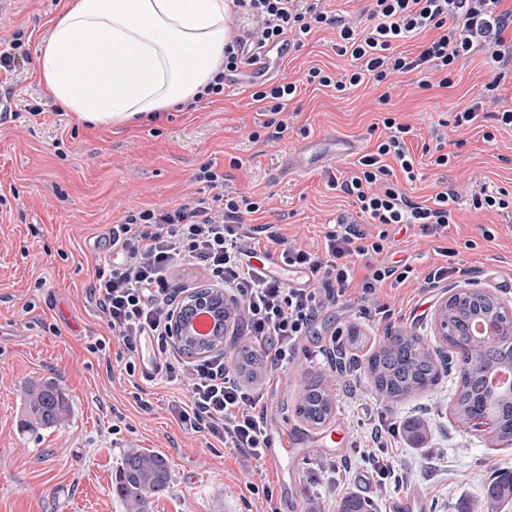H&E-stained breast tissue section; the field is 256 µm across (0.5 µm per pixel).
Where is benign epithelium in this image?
<instances>
[{
    "mask_svg": "<svg viewBox=\"0 0 512 512\" xmlns=\"http://www.w3.org/2000/svg\"><path fill=\"white\" fill-rule=\"evenodd\" d=\"M471 287L453 289L437 304L433 322L435 335L442 344H448V305L467 306L474 302ZM504 310L479 307L475 316L481 322V340H470L454 346L459 364L467 368H476L479 357L489 344L508 340L512 343V305L503 302ZM205 310L213 319L212 334L206 337L196 335L193 320L196 314ZM240 302L222 288L203 286L188 293L174 310L172 335L182 350L189 349L196 357L206 356L224 346V338L234 333L238 321ZM466 426L483 433L494 441L500 440L498 420L487 410L473 413Z\"/></svg>",
    "mask_w": 512,
    "mask_h": 512,
    "instance_id": "benign-epithelium-1",
    "label": "benign epithelium"
}]
</instances>
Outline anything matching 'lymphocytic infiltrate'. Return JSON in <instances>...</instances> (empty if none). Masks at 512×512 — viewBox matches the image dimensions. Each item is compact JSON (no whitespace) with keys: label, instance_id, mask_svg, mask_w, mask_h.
<instances>
[{"label":"lymphocytic infiltrate","instance_id":"f902f5d3","mask_svg":"<svg viewBox=\"0 0 512 512\" xmlns=\"http://www.w3.org/2000/svg\"><path fill=\"white\" fill-rule=\"evenodd\" d=\"M336 0H234L238 14L251 17L249 38L234 36L224 47V61L205 87L206 96H220L232 78L248 67L270 45L302 47L308 37L330 28L336 32L337 56L351 57L353 69L310 68L306 81L343 93L369 86L378 89V103L388 104L389 90L398 79L418 75L423 88L453 87L461 61L483 56L486 72L477 93L462 104L452 121H438L431 131L434 165L448 166V128H464L491 119L495 130L512 132V108H504L498 90L512 77V10L502 0H368L349 13ZM422 38L413 57L396 53V43ZM297 93L293 82L278 81L252 95L265 111L277 113L276 134L287 131L284 112ZM384 132L375 149L360 156L357 170L331 177V186L352 198L356 214L337 216L324 235L321 251L291 243L271 226L243 230V217L260 211L259 202L244 194H230L222 173L212 164L195 175L197 196L169 208L125 211L112 227L115 259H101L95 268L93 290L102 319L117 337L126 355L125 371L135 375L141 336L154 338L164 364L166 381L185 388V398L173 402L171 413L184 430L207 431L225 447L262 461L266 448L263 396L246 386L241 373L229 367L223 352L188 361L172 352L170 323L171 272L181 265L202 270L216 285L233 293L242 304L241 320L246 348L266 371H282L297 346L323 310L336 304L349 286H357L361 317H391L388 303L379 298L384 284L399 286L413 274L411 265L386 259L390 228L419 225L438 232L454 221L459 204L455 192L444 189L430 202L419 203L403 189L414 182L417 167L406 139L413 133L395 112L381 120ZM371 224L372 232L358 230L355 221ZM279 246L280 262L311 273L309 283L291 288L255 266L250 258L261 243ZM364 271L356 273L355 258ZM402 424L379 415L364 431L362 456L380 481L399 483L403 474L394 453Z\"/></svg>","mask_w":512,"mask_h":512}]
</instances>
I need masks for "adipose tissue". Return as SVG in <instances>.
Returning a JSON list of instances; mask_svg holds the SVG:
<instances>
[{
    "label": "adipose tissue",
    "mask_w": 512,
    "mask_h": 512,
    "mask_svg": "<svg viewBox=\"0 0 512 512\" xmlns=\"http://www.w3.org/2000/svg\"><path fill=\"white\" fill-rule=\"evenodd\" d=\"M232 0H75L35 69L92 125L127 127L194 102L224 60Z\"/></svg>",
    "instance_id": "obj_1"
}]
</instances>
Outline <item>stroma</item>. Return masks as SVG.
Here are the masks:
<instances>
[{
	"label": "stroma",
	"mask_w": 512,
	"mask_h": 512,
	"mask_svg": "<svg viewBox=\"0 0 512 512\" xmlns=\"http://www.w3.org/2000/svg\"><path fill=\"white\" fill-rule=\"evenodd\" d=\"M74 0H13L0 11V35L24 29L30 61L19 71L0 69V92H9L13 116L0 124V326L16 325L24 336L0 335V512H128L115 491L121 461L128 447L163 454L170 465L166 492L148 500L145 512H283L291 493L322 501L325 512H338L350 494L370 501L373 512H397L406 495L420 499L427 512H463L501 473L512 474V446L500 447L485 436L460 426L451 406L460 381L456 357L440 363L435 385L394 402L378 392L365 367L386 337L403 332L420 336L437 351L434 308L457 287L448 278L436 287L412 281L388 289L399 311L394 324L358 318L352 294L317 320V333L304 337L300 348L320 344L338 327L357 331L363 342L355 350L362 362L349 382L353 398L343 397L336 383L338 362H306L297 358L285 375L292 386L280 391L275 381L263 388L266 402L278 403L277 421L285 428L310 433L295 405L314 382L328 384L334 415L345 422L344 460L350 462V482L336 484L325 459L309 456L302 464L299 486L278 480L271 467L255 471L253 462L223 445L209 447L204 433L187 434L168 405L183 397L182 386L163 378L130 377L119 360L121 347L99 317L93 291L95 256L87 238L106 232L131 208L169 207L198 191L194 175L203 164L223 172L229 187L250 193L261 202L260 212L246 224H272L288 237L311 247L324 242L326 220L353 212L350 199L332 189L331 173L349 172L353 158L300 174L285 160L298 142L333 133L358 141L370 151V133L380 123L382 107L371 88L343 94L309 84L308 69L348 68L350 57L331 48L336 36L323 31L290 55L274 60L269 78L296 82L298 91L288 104L295 112L292 128L276 139H250V132L272 120L251 99L248 77L224 89L223 100L203 99L191 108H177L156 121L125 130L80 124L47 92L35 74L32 59L49 39L53 19ZM484 66L481 57L460 68L449 89H423L406 82L390 92L389 104L414 128L408 147L419 171L406 191L423 202L443 188L462 199L447 237L418 230L397 233L395 246L417 267L439 260L435 252L445 239L474 241L458 259L468 269V281L512 302V214L489 212L474 217L471 192L512 186V133L497 132L486 141L483 128L456 132L462 140V160L437 167L424 146L429 130L477 90ZM495 238L486 241L483 229ZM61 290L65 313L50 312L44 298ZM105 341L103 350L93 345ZM51 379L65 393L71 412L52 429L30 426L25 418V388ZM123 415L120 433L112 420ZM418 421L426 429L421 447L401 443L396 450L403 485H377L358 454L361 423L377 415ZM268 487L269 495L247 491L246 480Z\"/></svg>",
	"instance_id": "35a3bbf8"
}]
</instances>
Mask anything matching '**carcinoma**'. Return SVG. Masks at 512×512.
Listing matches in <instances>:
<instances>
[{"label": "carcinoma", "mask_w": 512, "mask_h": 512, "mask_svg": "<svg viewBox=\"0 0 512 512\" xmlns=\"http://www.w3.org/2000/svg\"><path fill=\"white\" fill-rule=\"evenodd\" d=\"M491 369L512 366V344H497L485 357ZM373 382L383 390L385 397L398 401L423 390L438 379V369L428 358L408 356L404 345L382 346L371 357ZM486 381L461 377L459 389L452 405V413L458 421L467 418L484 398ZM497 409L504 439L512 434V406L508 400L494 403ZM333 402L326 388L315 384L307 388L296 406V413L306 422L323 424L332 414ZM70 412V406L59 385L53 381H41L28 387L26 396L27 422L45 428L60 424ZM170 481L168 460L161 454L138 448L128 450L123 457L116 493L133 512H144L149 497L167 490ZM480 512H502L504 503L512 501V475L496 478L477 496Z\"/></svg>", "instance_id": "carcinoma-1"}]
</instances>
